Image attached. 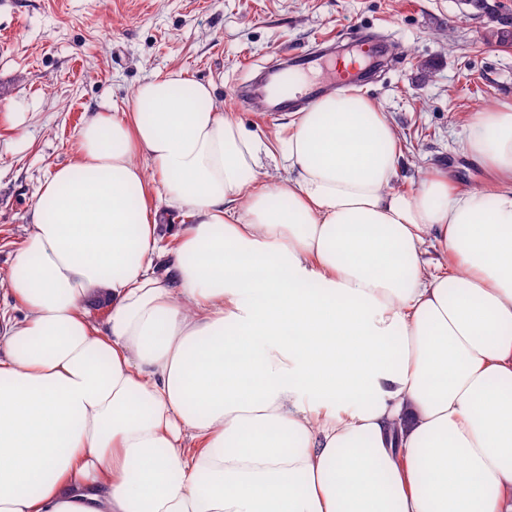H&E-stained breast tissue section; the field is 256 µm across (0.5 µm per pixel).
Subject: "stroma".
<instances>
[{"label": "stroma", "mask_w": 512, "mask_h": 512, "mask_svg": "<svg viewBox=\"0 0 512 512\" xmlns=\"http://www.w3.org/2000/svg\"><path fill=\"white\" fill-rule=\"evenodd\" d=\"M364 27L397 48L363 91L398 130V189L429 168L464 186L483 179L461 133L477 102L512 100V48L488 41V18L467 0H0V113H22L26 131L0 125V276L24 244L40 184L73 160L94 113L129 111L137 85L181 69L267 133L287 116L237 103V85L324 39L357 57Z\"/></svg>", "instance_id": "1"}]
</instances>
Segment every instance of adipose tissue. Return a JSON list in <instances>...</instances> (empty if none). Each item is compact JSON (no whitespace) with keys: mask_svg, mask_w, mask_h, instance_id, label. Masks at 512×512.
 I'll use <instances>...</instances> for the list:
<instances>
[{"mask_svg":"<svg viewBox=\"0 0 512 512\" xmlns=\"http://www.w3.org/2000/svg\"><path fill=\"white\" fill-rule=\"evenodd\" d=\"M399 145L352 86L275 142L182 70L95 113L0 279V512H512V101L479 183Z\"/></svg>","mask_w":512,"mask_h":512,"instance_id":"ef3b65f1","label":"adipose tissue"}]
</instances>
